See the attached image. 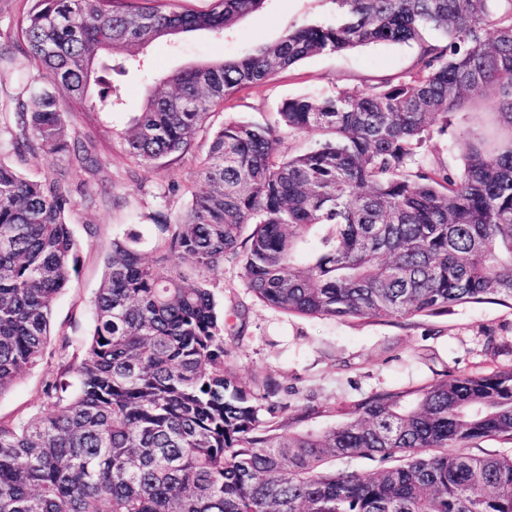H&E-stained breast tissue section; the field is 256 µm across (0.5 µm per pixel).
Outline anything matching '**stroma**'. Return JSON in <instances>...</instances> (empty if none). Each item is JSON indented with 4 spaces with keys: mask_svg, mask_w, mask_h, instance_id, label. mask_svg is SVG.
I'll use <instances>...</instances> for the list:
<instances>
[{
    "mask_svg": "<svg viewBox=\"0 0 512 512\" xmlns=\"http://www.w3.org/2000/svg\"><path fill=\"white\" fill-rule=\"evenodd\" d=\"M330 14L328 0H265L259 12L241 18L223 39L205 31L186 34L175 45L160 39L150 45L148 58L157 71L231 59L276 42L288 26L325 19ZM415 55V48L408 45L377 44L304 59L226 102L198 132V150L162 168L135 166L126 154L122 132L140 108L146 82L138 73L122 71L121 58L116 55L112 58V83L128 101L129 111L74 112L68 116L69 127L83 134L94 137L106 131L97 174L41 151L29 154L22 163L10 153L0 154L1 162L18 165L25 176L49 174L73 190L83 185L93 188L105 181L112 183L122 198L117 206L107 197L99 198L90 208L75 203L69 221L78 243L77 262L67 287L53 304V336L39 364L0 394V418L47 412L46 380L81 353L83 341L93 332L90 306L113 237L137 236L142 250L150 251L154 236L151 214L160 209L174 216L185 211L190 201L185 188L222 123L242 120L264 124L275 119L283 99L308 93L327 95L337 87L362 91L381 77L410 70ZM175 183L180 184V191H172ZM216 293L225 309L239 306L246 310L243 335L228 343L230 361L238 375L247 382L274 377L294 406L309 398L331 407L382 389L441 379L449 373L512 365V309L495 304L463 306L445 315L408 320L305 318L256 301L244 285L239 265L232 261L225 262L223 281Z\"/></svg>",
    "mask_w": 512,
    "mask_h": 512,
    "instance_id": "stroma-1",
    "label": "stroma"
}]
</instances>
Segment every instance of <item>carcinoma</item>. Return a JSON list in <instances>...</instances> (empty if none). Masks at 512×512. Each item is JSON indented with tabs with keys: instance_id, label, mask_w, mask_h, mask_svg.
Returning <instances> with one entry per match:
<instances>
[{
	"instance_id": "carcinoma-1",
	"label": "carcinoma",
	"mask_w": 512,
	"mask_h": 512,
	"mask_svg": "<svg viewBox=\"0 0 512 512\" xmlns=\"http://www.w3.org/2000/svg\"><path fill=\"white\" fill-rule=\"evenodd\" d=\"M21 2L0 45V63L31 72L8 151L90 173L97 140L71 134L67 114L125 111L104 55L151 81L124 135L144 167L193 152L217 108L308 57L404 43L416 59L359 94L288 98L272 123H224L187 209L150 216L153 258L135 236L112 239L93 334L45 382L50 409L0 419V512H512V455L469 452L485 438L512 443V365L377 391L316 427L309 404L283 417L272 378L237 376L225 336L245 311H224L214 292L231 259L257 301L308 318L512 309V0H329L331 20L159 73L143 53L153 41L222 38L265 0ZM473 102L498 135L455 124ZM312 131L323 138L280 151L285 135ZM435 132L462 145L460 169L422 154ZM73 204L56 178L0 161V394L47 348L77 262ZM361 459L370 472L351 467Z\"/></svg>"
}]
</instances>
